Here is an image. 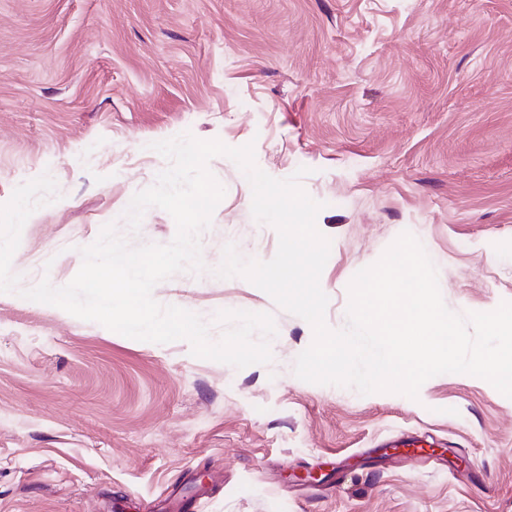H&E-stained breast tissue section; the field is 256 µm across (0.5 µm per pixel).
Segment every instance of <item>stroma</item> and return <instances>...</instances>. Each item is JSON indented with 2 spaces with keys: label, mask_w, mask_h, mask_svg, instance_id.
<instances>
[{
  "label": "stroma",
  "mask_w": 512,
  "mask_h": 512,
  "mask_svg": "<svg viewBox=\"0 0 512 512\" xmlns=\"http://www.w3.org/2000/svg\"><path fill=\"white\" fill-rule=\"evenodd\" d=\"M186 132L253 145L322 202L330 329L406 231L452 312L512 302V0H0V205L57 183L13 256L21 289L68 284L109 224L169 244V213L135 232L124 213L168 166L151 143ZM208 169L225 195L205 268L153 297L214 342L219 311L272 315L271 361L237 369L0 293V512H512V398L458 373L414 400L300 380L310 324L216 274L229 245L272 259L278 233L233 160Z\"/></svg>",
  "instance_id": "stroma-1"
}]
</instances>
